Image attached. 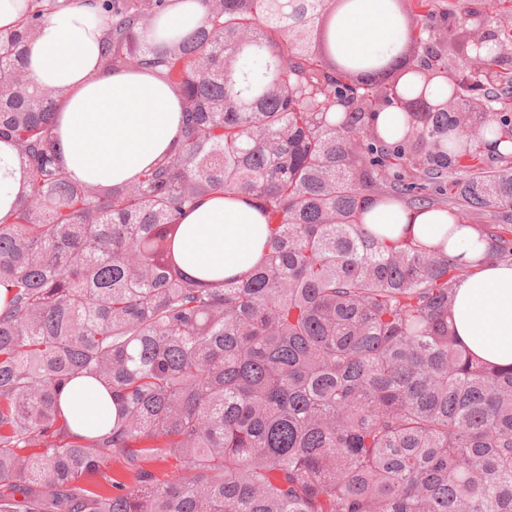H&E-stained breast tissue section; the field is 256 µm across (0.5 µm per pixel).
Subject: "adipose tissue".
<instances>
[{"label":"adipose tissue","instance_id":"1","mask_svg":"<svg viewBox=\"0 0 512 512\" xmlns=\"http://www.w3.org/2000/svg\"><path fill=\"white\" fill-rule=\"evenodd\" d=\"M102 19L92 0H69L40 26L27 55L34 83L62 89L57 109V160L72 180L115 185L139 176L174 151L182 121L179 98L152 75L108 67L101 51ZM402 22L391 0H349L333 29L337 55L357 65L397 54ZM23 174L0 143V221L12 219ZM391 238L406 234L444 248L474 272L457 281L454 329L472 354L512 365V263H483L488 244L448 210L379 202L364 215ZM179 252L185 270L205 279L247 273L267 251V219L252 200L234 194L201 199L183 219ZM61 406L74 434L111 429L116 409L100 385L71 381Z\"/></svg>","mask_w":512,"mask_h":512}]
</instances>
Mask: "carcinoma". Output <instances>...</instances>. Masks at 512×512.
Segmentation results:
<instances>
[{
  "instance_id": "cac0c4a2",
  "label": "carcinoma",
  "mask_w": 512,
  "mask_h": 512,
  "mask_svg": "<svg viewBox=\"0 0 512 512\" xmlns=\"http://www.w3.org/2000/svg\"><path fill=\"white\" fill-rule=\"evenodd\" d=\"M170 2L98 0L105 63L183 104L175 151L116 185L65 175L62 91L25 70L63 2L31 0L0 31V142L26 182L0 223V512H512V367L452 330L469 270L361 221L378 198L486 212L484 261L512 262V153L485 158L486 135L512 142V72L488 50L491 77L450 108L400 92L468 48L443 15L404 20L396 55L353 66L329 40L347 0H200L194 29L162 36ZM496 7L468 11L474 40ZM390 106L393 143L375 128ZM228 192L263 208L268 251L202 280L181 221ZM76 378L112 395L109 432L71 431L59 396ZM113 457L126 474L103 473ZM169 457L172 480L143 467ZM376 128L385 140L394 142L403 132V113L396 107L383 110L377 115Z\"/></svg>"
}]
</instances>
